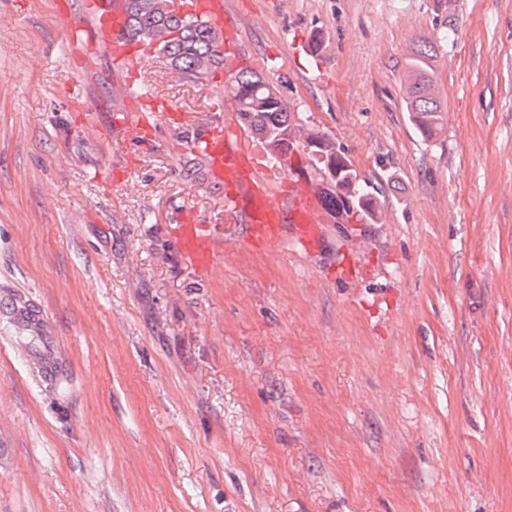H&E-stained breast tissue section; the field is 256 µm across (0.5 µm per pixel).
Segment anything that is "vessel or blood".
Wrapping results in <instances>:
<instances>
[{
    "label": "vessel or blood",
    "mask_w": 512,
    "mask_h": 512,
    "mask_svg": "<svg viewBox=\"0 0 512 512\" xmlns=\"http://www.w3.org/2000/svg\"><path fill=\"white\" fill-rule=\"evenodd\" d=\"M183 8L187 13L207 17L223 31L225 71L230 73L241 67L244 56L239 29L223 0H184ZM120 19L117 9L98 8L90 23L71 27L72 48L90 57L103 45L115 68H136L138 47L126 38ZM192 145L205 155L210 176L223 182L225 206L238 212L246 224L248 248L266 252L292 238L305 249H312L320 217L315 186L299 180L286 192L272 188L256 152L242 143L232 122L218 121L214 129L194 139ZM176 239L181 254L198 273H209L215 267L219 240L210 225L194 218L184 221L176 228ZM0 315L21 331L36 336L37 373L44 384L55 386L61 372V354L47 316L31 300L16 295L0 308Z\"/></svg>",
    "instance_id": "obj_1"
}]
</instances>
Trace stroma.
Returning <instances> with one entry per match:
<instances>
[{
  "instance_id": "stroma-1",
  "label": "stroma",
  "mask_w": 512,
  "mask_h": 512,
  "mask_svg": "<svg viewBox=\"0 0 512 512\" xmlns=\"http://www.w3.org/2000/svg\"><path fill=\"white\" fill-rule=\"evenodd\" d=\"M89 2L0 0V291L64 356L47 390L0 344V512H512V0H227L382 211L269 252L188 149L223 69L141 51L186 126L134 138L129 73L66 41ZM417 57L446 105L429 141ZM188 211L223 239L205 278ZM404 97L410 119L425 140L434 138L441 129L444 103L436 91L433 76L420 59L411 61L404 85Z\"/></svg>"
}]
</instances>
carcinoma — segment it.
I'll return each instance as SVG.
<instances>
[{
  "mask_svg": "<svg viewBox=\"0 0 512 512\" xmlns=\"http://www.w3.org/2000/svg\"><path fill=\"white\" fill-rule=\"evenodd\" d=\"M124 31L129 40L153 49L157 58L182 78H201L223 64L220 51L222 33L214 25L187 14L175 15L171 0H122ZM224 92L233 101L238 123L262 145L274 165L286 168L293 156L312 147L308 158L318 170L334 163L341 184L349 192L343 219L354 215L367 224L379 221V205L373 194L358 181L356 170L346 153L326 132L307 129L289 120L293 105L279 84L250 66L231 75ZM407 112L420 135L430 140L441 129L444 103L436 91L433 76L420 59L411 61L404 85Z\"/></svg>",
  "mask_w": 512,
  "mask_h": 512,
  "instance_id": "obj_1",
  "label": "carcinoma"
}]
</instances>
